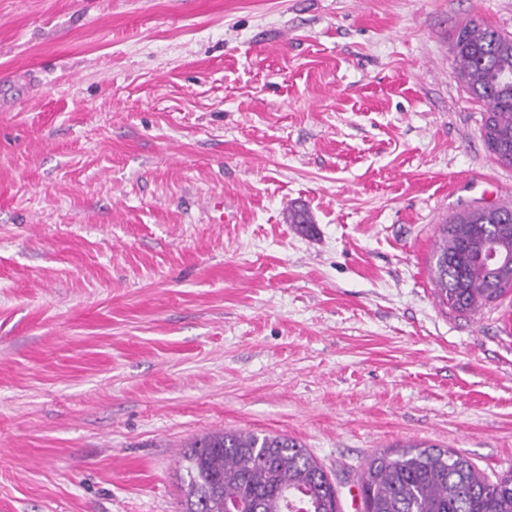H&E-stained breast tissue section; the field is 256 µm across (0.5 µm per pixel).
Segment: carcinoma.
Wrapping results in <instances>:
<instances>
[{"label": "carcinoma", "mask_w": 512, "mask_h": 512, "mask_svg": "<svg viewBox=\"0 0 512 512\" xmlns=\"http://www.w3.org/2000/svg\"><path fill=\"white\" fill-rule=\"evenodd\" d=\"M456 78L486 107L483 138L512 164V35L469 23L454 34ZM430 265L439 301L470 312L512 289L485 260L512 261V209L479 207L440 227ZM181 512H340L336 488L313 457L286 436L216 432L180 459ZM364 512H512V471L486 479L467 457L433 446L379 453L360 478Z\"/></svg>", "instance_id": "cac0c4a2"}]
</instances>
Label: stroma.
I'll return each mask as SVG.
<instances>
[{
	"label": "stroma",
	"mask_w": 512,
	"mask_h": 512,
	"mask_svg": "<svg viewBox=\"0 0 512 512\" xmlns=\"http://www.w3.org/2000/svg\"><path fill=\"white\" fill-rule=\"evenodd\" d=\"M472 21L512 0H0V512H181L219 431L342 512L381 451L512 470V293L430 280L440 224L512 206Z\"/></svg>",
	"instance_id": "35a3bbf8"
}]
</instances>
